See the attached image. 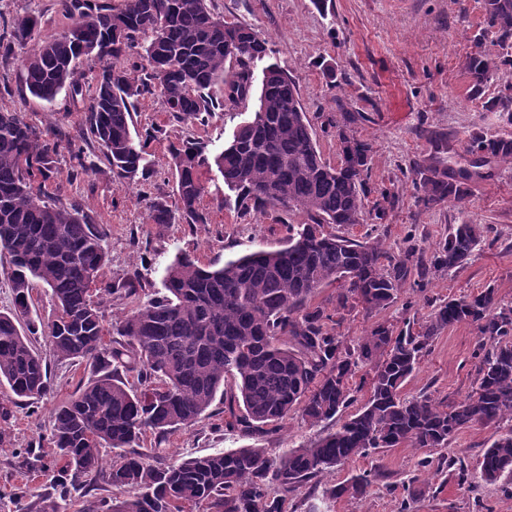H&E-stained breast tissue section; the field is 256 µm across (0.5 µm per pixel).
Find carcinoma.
<instances>
[{"instance_id": "carcinoma-1", "label": "carcinoma", "mask_w": 512, "mask_h": 512, "mask_svg": "<svg viewBox=\"0 0 512 512\" xmlns=\"http://www.w3.org/2000/svg\"><path fill=\"white\" fill-rule=\"evenodd\" d=\"M75 18L58 37L35 41L37 19L17 20L9 39L0 36V57L14 46L35 42L24 63V86L51 105L65 88L81 94L76 66L81 58L103 63L101 77L85 107V144H98L112 176L133 181L145 175L149 141L156 128L139 131L132 112L138 98L155 89L177 121H212L224 105L251 97L254 78L247 64L268 55L267 41L250 26L215 15L208 0H121L118 7L94 0H58ZM484 30L498 46L512 45V0H484ZM141 48L139 62L125 64ZM239 71L226 77V65ZM512 66V56L479 49L467 71L474 94L491 74ZM224 86V99L211 90ZM357 117L341 112L329 120L340 142L334 165L314 139L294 81L278 64L268 65L257 105L224 149L210 155L199 139L169 148L180 215L186 224L209 223L201 206L206 187L200 170L215 165L224 187L236 193L240 217L258 208L281 205L305 212L308 224L288 225V237L275 250L256 248L213 269L189 254L166 268L164 293L140 300V273L114 283L103 281L108 262L107 228L72 204L51 199L41 185L55 173L61 141L50 132L0 110V252L9 257L13 308L0 312V387L15 399L0 402V423L13 417L12 405L31 407L52 389L49 364L36 347L37 335L49 343L56 361L85 365L90 377L51 412L47 441L54 448L57 475L39 498L52 512L77 493L83 512H297L288 501L304 486L311 500L361 497L374 474L319 488V477L355 456L380 448H446L461 429L498 427L512 421V305L494 288L451 298L437 305L428 320H409L396 330L375 323L353 342L336 331L357 306L368 313L396 302L411 270L419 289L430 278L464 268L489 228L454 224L426 249L408 235L403 255L389 254L380 241L353 240L340 230L363 223L364 173L369 143L351 133ZM433 153L415 169L417 202L425 208L461 202L469 183L490 174V164L512 167V136L472 133L469 167L448 168V142L430 136ZM150 221L172 223L162 199L150 206ZM334 225L336 231L327 227ZM339 284L336 296L321 303L317 290ZM51 291L55 317L38 326L32 317L34 284ZM118 294L132 303L116 323L109 342L98 302ZM467 323L479 341L476 377L463 400L445 407L422 394H402L404 382L445 329ZM371 365L369 396L335 431L316 441L271 453L243 447L167 464L168 436L191 428L207 416L220 397L224 427L244 435L269 433L292 412L312 425L331 420L354 403L352 380L359 365ZM233 382L236 392L225 389ZM153 448L139 449L146 434ZM127 448L112 466L100 449ZM452 466L460 481L472 473L490 485H512V427L501 433L475 464L461 458L439 460ZM112 490V499L97 495Z\"/></svg>"}]
</instances>
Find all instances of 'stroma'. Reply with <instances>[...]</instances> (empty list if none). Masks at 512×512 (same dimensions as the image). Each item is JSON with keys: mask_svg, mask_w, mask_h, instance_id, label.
<instances>
[{"mask_svg": "<svg viewBox=\"0 0 512 512\" xmlns=\"http://www.w3.org/2000/svg\"><path fill=\"white\" fill-rule=\"evenodd\" d=\"M209 6L218 16L249 25L267 40L269 58L251 62L250 69L257 77L270 62L288 70L325 160L336 162L338 149L336 131L328 126V118L342 111L361 113L352 130L371 147L364 178L365 202L370 206L386 188L394 194L395 203L380 221L373 211H366L363 224L349 228L348 237L360 240L374 230L384 246L396 253L411 229L420 247L428 249L454 224L492 228L464 269L433 277L422 291L405 283L399 302L385 310L369 314L355 309L340 325L341 334L353 340L374 322L399 326L409 315L423 322L435 302L489 286L496 289L499 299L512 302V168H492L490 178L472 184L471 194L463 202L431 209L416 203L413 186V166L431 149L426 130L446 135L460 162L469 157L473 132L512 134L506 114L494 106L500 97H512V66L495 72L477 97L472 94L466 69L477 45L488 48L496 41L495 34L484 28L483 0H325L321 7L313 0H210ZM24 16L37 18L36 37L43 41L74 24L56 0H0V24ZM26 55V49L15 48L9 63L0 64V109L19 113L25 121L62 140L81 143L82 103L63 92L53 109H46L22 84ZM253 110V102H246L227 109L203 128L172 119L159 92L144 94L133 114L134 125L158 128L159 135L146 148L150 169L136 182L114 179L95 147L85 158L90 173L70 177L74 161L69 153H62L45 191L82 208L95 223L106 225V281L115 282L139 271L140 297L145 300L161 291L166 267L181 253L193 254L203 264L218 268L258 246L279 248L289 225L308 223L306 213L279 205L239 218L235 194L216 193L223 178L214 168L202 171L209 188L203 198L209 223L177 220L161 228L148 221L153 199H164L172 208L177 205L175 177L168 165L170 145L195 137L207 142L211 153H218ZM477 341V331L469 324L441 333L405 382L403 394H427L444 403L464 399L475 377L472 353ZM50 367L53 390L39 410L18 405L8 424L0 426V512H15L13 500L18 491L42 490L52 477L51 472L29 469L25 453L48 454L45 435L50 412L70 398L84 373L82 367L66 362L54 361ZM222 410V402H214L209 417L169 435L167 462L243 446L284 450L309 443L340 425L334 419L313 426L294 415L277 433L245 436L225 430ZM494 433V427L476 425L458 432L444 449L387 448L352 458L323 474V484L343 483L368 469L375 471V481L365 496H345L329 508L331 512H399L410 487L417 494L415 512H512V494L501 486L483 484L471 489L460 484L452 468L417 467L425 456L475 461Z\"/></svg>", "mask_w": 512, "mask_h": 512, "instance_id": "1", "label": "stroma"}]
</instances>
